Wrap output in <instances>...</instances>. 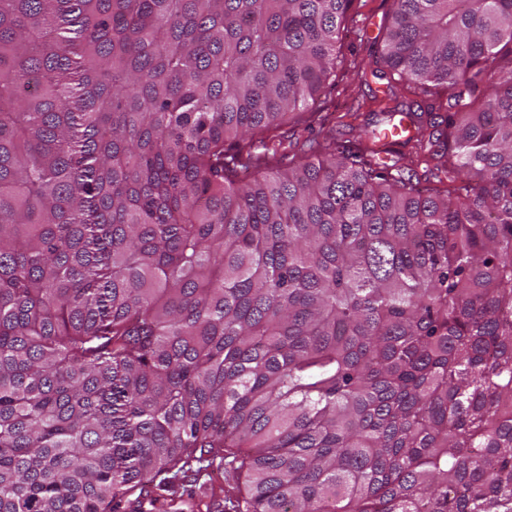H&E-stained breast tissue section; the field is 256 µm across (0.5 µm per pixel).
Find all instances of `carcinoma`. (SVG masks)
I'll return each instance as SVG.
<instances>
[{
    "mask_svg": "<svg viewBox=\"0 0 512 512\" xmlns=\"http://www.w3.org/2000/svg\"><path fill=\"white\" fill-rule=\"evenodd\" d=\"M352 0H0V512H512V0H392L383 130L288 158Z\"/></svg>",
    "mask_w": 512,
    "mask_h": 512,
    "instance_id": "obj_1",
    "label": "carcinoma"
}]
</instances>
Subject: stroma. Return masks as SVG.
I'll list each match as a JSON object with an SVG mask.
<instances>
[{
	"mask_svg": "<svg viewBox=\"0 0 512 512\" xmlns=\"http://www.w3.org/2000/svg\"><path fill=\"white\" fill-rule=\"evenodd\" d=\"M390 5L391 0H354L342 33L336 75L314 106L322 121L310 128L290 118L282 123L289 154L309 152L314 142L331 135L340 142L364 141L369 123L381 122L383 86L374 78L360 82L358 75L374 66Z\"/></svg>",
	"mask_w": 512,
	"mask_h": 512,
	"instance_id": "1",
	"label": "stroma"
}]
</instances>
